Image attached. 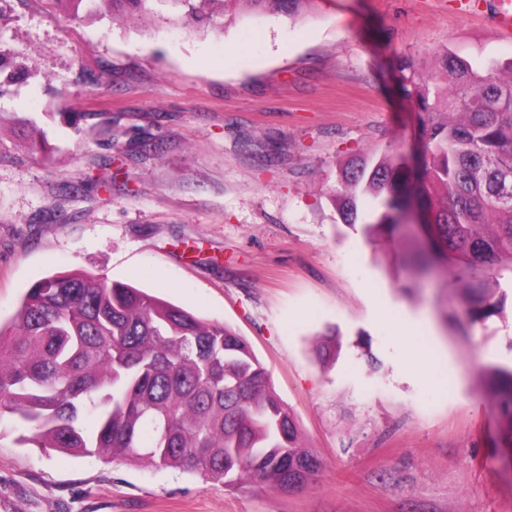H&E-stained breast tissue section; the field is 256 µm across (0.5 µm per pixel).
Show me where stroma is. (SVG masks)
Segmentation results:
<instances>
[{
    "mask_svg": "<svg viewBox=\"0 0 512 512\" xmlns=\"http://www.w3.org/2000/svg\"><path fill=\"white\" fill-rule=\"evenodd\" d=\"M458 0H311L298 16L71 20L0 0V325L57 273L120 281L251 345L318 461L300 488L223 484L43 452L0 432V512H512L485 365L512 360V296L471 322L451 277L367 241L330 199L339 165L409 151L395 62L504 61ZM30 117L48 147L15 130ZM335 331L336 354L317 352ZM451 385H444V378Z\"/></svg>",
    "mask_w": 512,
    "mask_h": 512,
    "instance_id": "35a3bbf8",
    "label": "stroma"
}]
</instances>
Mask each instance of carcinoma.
Listing matches in <instances>:
<instances>
[{
  "label": "carcinoma",
  "instance_id": "1",
  "mask_svg": "<svg viewBox=\"0 0 512 512\" xmlns=\"http://www.w3.org/2000/svg\"><path fill=\"white\" fill-rule=\"evenodd\" d=\"M95 14L139 18L166 7L186 25L224 27L241 11L294 16L307 0H68ZM437 75L404 60L401 89L418 108L421 159L395 149L339 167L333 191L343 223L371 240L413 218L424 267L455 271L470 316L496 311L512 281V60L495 64L450 49ZM16 123L45 148L31 118ZM499 447L512 456V363L485 366ZM44 451L138 460L230 488L290 491L316 467L294 415L271 390L248 342L231 328L138 288L58 273L25 293L0 326V426Z\"/></svg>",
  "mask_w": 512,
  "mask_h": 512
}]
</instances>
